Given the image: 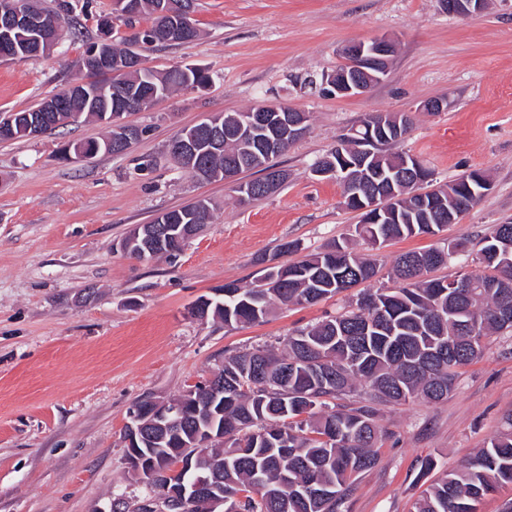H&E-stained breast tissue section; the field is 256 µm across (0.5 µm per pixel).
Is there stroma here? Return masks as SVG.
Instances as JSON below:
<instances>
[{
	"instance_id": "obj_1",
	"label": "stroma",
	"mask_w": 512,
	"mask_h": 512,
	"mask_svg": "<svg viewBox=\"0 0 512 512\" xmlns=\"http://www.w3.org/2000/svg\"><path fill=\"white\" fill-rule=\"evenodd\" d=\"M112 0L74 10L76 37L48 55L0 57V116L35 108L85 76L83 53ZM199 38L142 45L161 71L194 63L211 82L132 115L140 139L122 155L61 160L63 145L106 130L79 120L0 142V512H95L115 493H144L127 472L123 432L143 398L165 402L212 376L225 355L283 349L294 330L336 315L355 291L275 308L265 322L227 326L189 315L224 283L254 284L263 264L292 262L280 244L310 252L352 239L358 213L341 188L311 174L337 135L369 112L410 114L404 147L437 184L482 170L492 187L433 237L388 243L369 288H390L401 253L478 241L512 223V0L448 15L439 0H197ZM398 40L385 80L358 98L324 96L306 81L343 65L344 45ZM441 99V112L423 102ZM282 103L310 113L306 136L277 159L275 194L239 205L232 185L200 182L166 146L210 113ZM204 198L211 220L173 259H137L121 240L137 224ZM448 398L377 408V464L355 474L341 512H412L423 489L485 446L512 417V333L482 340Z\"/></svg>"
}]
</instances>
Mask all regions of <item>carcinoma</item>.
Segmentation results:
<instances>
[{
  "mask_svg": "<svg viewBox=\"0 0 512 512\" xmlns=\"http://www.w3.org/2000/svg\"><path fill=\"white\" fill-rule=\"evenodd\" d=\"M160 2L141 0L138 16L129 23L133 27L149 20L141 37L144 44L161 43ZM72 11L70 0H56L46 13L63 30ZM209 81V73L193 65L100 76L88 81L98 90L89 100L55 95L60 111L53 117L59 128L70 125L69 118L77 113L101 121V114L111 108V96L102 93L108 83L141 95L146 89L171 94ZM243 117L235 112L221 118L224 148L202 151L201 164L219 170L237 156L245 160L239 172L254 170L248 160L259 150L262 134L239 133ZM409 125L405 114L369 112L355 133L338 135L336 145L315 163L334 164L336 179L350 177L359 183L363 201L370 191L396 199V208L355 226V237L370 250L394 239L436 235L448 226V216L468 212L486 190L489 177L474 170L437 191L420 192L415 178L422 163L399 149L398 134H406ZM275 167L268 159L260 169L263 176L246 182L248 201L266 197V171ZM166 216L172 224L203 225L210 217L209 202L169 210ZM438 253L432 247L401 254L393 266L400 287L360 293L355 307L289 334L284 352L258 347L224 359L219 369L224 374L222 391H207L204 381L196 385L197 393L176 398L187 404L198 397L216 403L224 440L203 448L182 447L181 440L189 441L207 427L203 416L191 413L173 436L152 424L143 427L146 437L139 449L147 459L160 469L168 468L171 458L185 462L176 481L191 482L201 465L215 467L224 484V505L175 507L161 481L146 487L135 508L123 495H112V512H338L350 492L351 476L377 462L373 448L380 427L376 408L331 407L328 400L346 394L362 379L369 384L370 399L380 405L415 397L444 400L457 378L448 361L467 365L480 356L482 337L512 331V325L497 317L503 303L512 305V223L497 224L480 238L475 260L484 273H458L469 280L470 288L463 292L449 288L446 277H429L453 258L448 251L441 257ZM263 273L264 282L255 287L236 281L224 284L223 295L209 297L208 316L226 326L260 323L274 302L315 304L370 280L376 264L350 245L335 243ZM284 436L286 447L281 445ZM503 484H512V422L424 489L413 512H477L479 501Z\"/></svg>",
  "mask_w": 512,
  "mask_h": 512,
  "instance_id": "1",
  "label": "carcinoma"
}]
</instances>
